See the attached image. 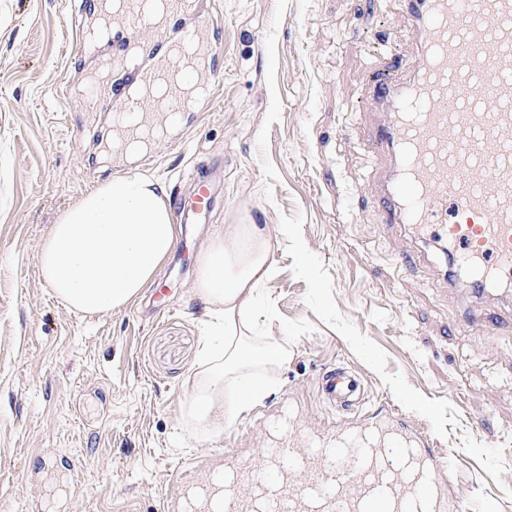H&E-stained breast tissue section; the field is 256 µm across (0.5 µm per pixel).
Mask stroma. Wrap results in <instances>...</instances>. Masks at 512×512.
Returning a JSON list of instances; mask_svg holds the SVG:
<instances>
[{"mask_svg": "<svg viewBox=\"0 0 512 512\" xmlns=\"http://www.w3.org/2000/svg\"><path fill=\"white\" fill-rule=\"evenodd\" d=\"M74 8L0 0V512H30L34 496L41 512H183L185 460L202 478L229 456L256 465L289 413L308 430L333 423L318 380L340 363L452 460L449 489L512 512V324L465 325L471 301L439 275V244L385 224L368 185L366 83L412 52L396 0H203L223 27L221 73L149 160L71 134L80 115L56 92L91 65ZM134 166L171 193L212 171L223 201L210 223L179 227L171 312L144 298L87 317L45 288L40 246L68 203ZM224 224L272 240L260 334L287 337L288 362L273 396L204 439L178 417L203 340L195 272Z\"/></svg>", "mask_w": 512, "mask_h": 512, "instance_id": "35a3bbf8", "label": "stroma"}]
</instances>
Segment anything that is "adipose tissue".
Wrapping results in <instances>:
<instances>
[{
    "label": "adipose tissue",
    "mask_w": 512,
    "mask_h": 512,
    "mask_svg": "<svg viewBox=\"0 0 512 512\" xmlns=\"http://www.w3.org/2000/svg\"><path fill=\"white\" fill-rule=\"evenodd\" d=\"M176 238L164 185L130 170L82 193L60 213L40 247V276L68 309L109 313L142 298ZM270 247L255 224L224 225L205 246L194 293L208 321L193 393L180 413L182 424L205 435H219L274 392L269 374L288 361L283 344L259 347L251 336Z\"/></svg>",
    "instance_id": "obj_1"
}]
</instances>
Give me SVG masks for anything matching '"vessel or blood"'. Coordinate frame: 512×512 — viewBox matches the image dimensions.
I'll return each instance as SVG.
<instances>
[{
  "label": "vessel or blood",
  "mask_w": 512,
  "mask_h": 512,
  "mask_svg": "<svg viewBox=\"0 0 512 512\" xmlns=\"http://www.w3.org/2000/svg\"><path fill=\"white\" fill-rule=\"evenodd\" d=\"M402 2L415 51L367 84L370 183L386 223L449 243L448 285L468 289L474 303L463 320L484 327L491 313L482 298L512 275V0ZM78 12L113 29L90 44L79 28L78 54L123 75L121 86L105 79L82 98L79 137L100 112L128 143L162 132L185 83L207 86L218 75L222 27L203 21L199 0H119L114 10L107 0H81ZM218 198L214 182L195 174L175 194L174 212L181 223L205 224ZM318 388L337 412L363 399L360 379L341 367L326 370ZM314 439L318 449L309 453L288 436L260 467L226 458L225 483L188 476L187 512H469L464 493L449 491L429 436L388 405L366 423L331 425Z\"/></svg>",
  "instance_id": "b4317fda"
}]
</instances>
